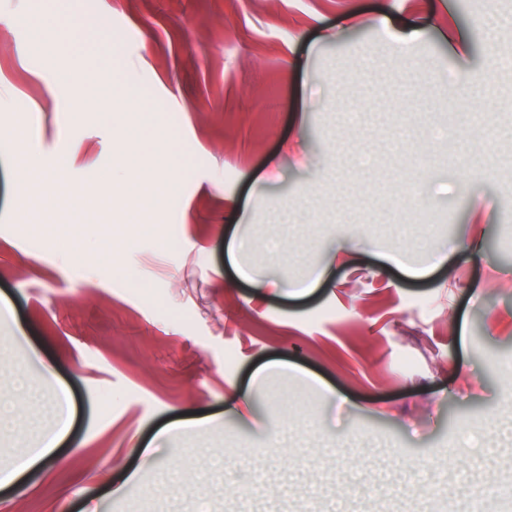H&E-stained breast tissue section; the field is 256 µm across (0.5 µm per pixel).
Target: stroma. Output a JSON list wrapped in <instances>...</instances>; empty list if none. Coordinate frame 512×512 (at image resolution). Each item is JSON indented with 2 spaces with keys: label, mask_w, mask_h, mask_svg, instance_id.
I'll use <instances>...</instances> for the list:
<instances>
[{
  "label": "stroma",
  "mask_w": 512,
  "mask_h": 512,
  "mask_svg": "<svg viewBox=\"0 0 512 512\" xmlns=\"http://www.w3.org/2000/svg\"><path fill=\"white\" fill-rule=\"evenodd\" d=\"M69 2L83 65L114 73L111 109L75 101L69 54L34 46L25 20L50 0H0V98L21 106L0 112V297L25 332L0 326V390L22 373L39 406L0 414V458L38 447L70 398L0 512H471L486 482L512 486V0ZM98 14L124 45L83 26ZM143 121L181 169L150 171L171 187L115 275L96 256L124 201L103 175ZM21 149L68 189L32 201ZM330 251L310 293L279 288ZM238 395L243 422L224 415ZM126 470L140 478L113 498Z\"/></svg>",
  "instance_id": "1"
}]
</instances>
